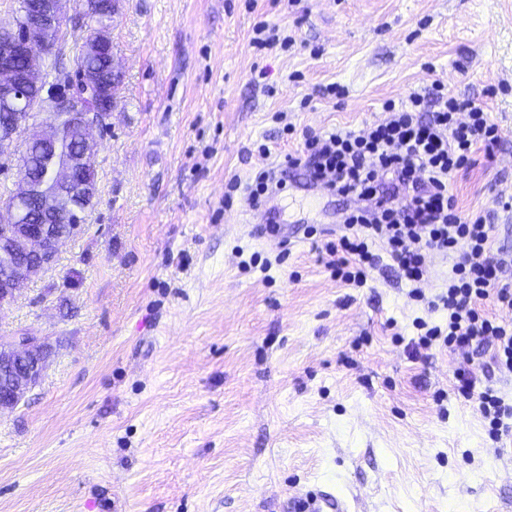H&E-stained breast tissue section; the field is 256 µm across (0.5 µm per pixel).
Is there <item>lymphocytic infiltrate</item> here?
<instances>
[{
	"label": "lymphocytic infiltrate",
	"mask_w": 512,
	"mask_h": 512,
	"mask_svg": "<svg viewBox=\"0 0 512 512\" xmlns=\"http://www.w3.org/2000/svg\"><path fill=\"white\" fill-rule=\"evenodd\" d=\"M383 110L384 120L364 130L306 136L300 153L287 156L279 171L257 172L251 203L261 208L284 192L293 171L330 193L358 200V208L340 214V235L324 245L326 267L360 287L370 269L390 259L410 284L413 300L448 314L443 327L415 320L414 356L436 346L470 350L497 371L511 373L512 321L497 314L512 312V278L503 275L512 254L493 248L488 211L462 213L448 192L460 169L494 152L501 130L482 106L439 84L406 101L385 102ZM430 255L452 260L446 283L431 299L421 288ZM455 378L457 391L477 402L493 441L512 434V404L493 384H479L462 370Z\"/></svg>",
	"instance_id": "lymphocytic-infiltrate-1"
}]
</instances>
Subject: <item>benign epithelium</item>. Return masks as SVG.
Returning a JSON list of instances; mask_svg holds the SVG:
<instances>
[{
    "label": "benign epithelium",
    "instance_id": "1",
    "mask_svg": "<svg viewBox=\"0 0 512 512\" xmlns=\"http://www.w3.org/2000/svg\"><path fill=\"white\" fill-rule=\"evenodd\" d=\"M21 7L22 30H14L0 41V105L6 110L0 118V158L12 164L16 175L11 204L0 206L5 211V217L0 219V253L6 257L0 267V305L20 297L55 261L60 247L84 229L78 214L68 218L71 231L50 230L57 206L41 198L40 184L30 177L27 148L56 143L59 131L52 113L66 112L81 129V158L92 157L94 136L109 129L112 117L110 103L98 112L87 111L85 92L98 91V85L83 71L70 73L49 92L38 108L40 121H34L29 111H17L26 89L44 82L37 61L54 52L44 41V34L61 25L66 2L37 0ZM48 358V345L39 336L19 333L0 338L5 387V395H0V412L14 410L25 399L42 378Z\"/></svg>",
    "mask_w": 512,
    "mask_h": 512
}]
</instances>
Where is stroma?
I'll return each instance as SVG.
<instances>
[{
    "instance_id": "1",
    "label": "stroma",
    "mask_w": 512,
    "mask_h": 512,
    "mask_svg": "<svg viewBox=\"0 0 512 512\" xmlns=\"http://www.w3.org/2000/svg\"><path fill=\"white\" fill-rule=\"evenodd\" d=\"M261 25L290 44L257 48ZM110 32L97 203L0 305V336L50 348L0 414V512H291L318 492L352 512H512V451L454 388L482 358L411 354L414 321L446 312L387 260L360 288L332 277L306 237L336 224L328 191L293 181L271 237L246 190L303 133L362 129L440 83L502 131L450 190L512 251L493 204L512 194V0H118Z\"/></svg>"
}]
</instances>
